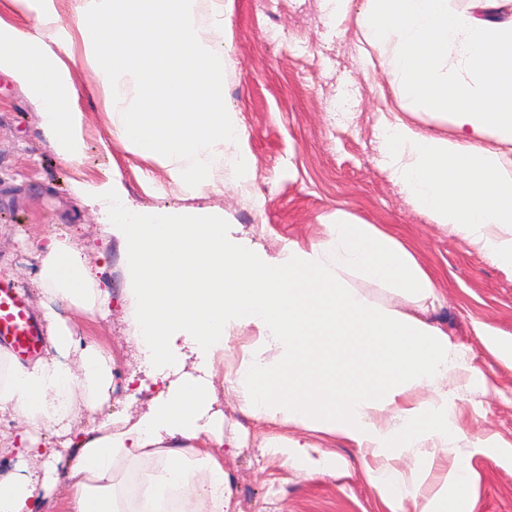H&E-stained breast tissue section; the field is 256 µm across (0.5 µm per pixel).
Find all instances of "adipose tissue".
I'll return each mask as SVG.
<instances>
[{"label":"adipose tissue","instance_id":"1","mask_svg":"<svg viewBox=\"0 0 512 512\" xmlns=\"http://www.w3.org/2000/svg\"><path fill=\"white\" fill-rule=\"evenodd\" d=\"M449 2L367 0L356 17L365 56L377 57L398 95L449 116L455 131L448 138L389 123L382 148L392 178L431 221L512 268V168L482 145L489 137L512 144V14L507 0H470L464 12ZM0 73L39 106L59 159L80 162L82 114L66 67L23 27L0 21ZM90 200L111 213L105 230L122 244L133 337L164 384L137 419L113 417L106 410L111 352L45 311L44 356L21 362L0 352V418L15 424L0 431V456L45 460L40 469L0 476V512H35L39 491L62 483L68 495L59 512H159L173 486L185 489L180 512H237L224 460L212 451L236 445L216 408L224 384L255 422L337 435L375 457L415 449L411 478L386 466L367 471L390 512H470L465 454L456 456L449 488L430 492L426 478L461 436L441 381L452 372L470 387L485 380L460 363L427 317L439 301L436 275L387 229L339 209L323 238L271 258L227 239L219 219L137 211L116 182ZM82 252L72 239L48 236L34 284L49 300L94 317L110 294ZM357 278L384 285L411 310L371 301L354 287ZM250 327L256 343L217 372L232 333ZM181 338L206 359L204 370L175 368ZM420 390L428 398H417ZM83 407L101 412L100 422L72 431ZM258 448L311 474L336 470L309 442L266 434ZM131 470L141 475L133 491L123 478Z\"/></svg>","mask_w":512,"mask_h":512}]
</instances>
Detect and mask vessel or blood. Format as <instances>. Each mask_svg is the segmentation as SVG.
Here are the masks:
<instances>
[{"label":"vessel or blood","instance_id":"vessel-or-blood-1","mask_svg":"<svg viewBox=\"0 0 512 512\" xmlns=\"http://www.w3.org/2000/svg\"><path fill=\"white\" fill-rule=\"evenodd\" d=\"M41 345L42 332L29 300L12 283L0 280V348L29 359Z\"/></svg>","mask_w":512,"mask_h":512}]
</instances>
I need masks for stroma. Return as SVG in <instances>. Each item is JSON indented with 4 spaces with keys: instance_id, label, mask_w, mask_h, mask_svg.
<instances>
[{
    "instance_id": "obj_1",
    "label": "stroma",
    "mask_w": 512,
    "mask_h": 512,
    "mask_svg": "<svg viewBox=\"0 0 512 512\" xmlns=\"http://www.w3.org/2000/svg\"><path fill=\"white\" fill-rule=\"evenodd\" d=\"M363 3L353 0L351 14L332 20L323 0H274L268 14L256 0H233L224 17L215 0H196L201 36L226 45L224 102L245 140L242 149H225L207 184L190 187L166 161L141 157L113 137L112 103L86 60L73 0H55L59 20L48 29L23 20L15 0H0V20L24 24L66 66L83 113V158L62 164L41 130L39 108L0 74V279L17 284L35 312H43L48 300L33 285L37 249L51 234L79 239L87 264L103 270L111 311L94 319L62 304L56 310L79 335L112 352L120 374L109 407L134 419L150 394L126 386L129 376L144 377L145 368L127 337L121 245L106 233V217L89 191L117 181L137 210L219 218L228 236L270 257L288 244L322 238L327 216L339 208L390 229L440 274L442 301L429 317L460 361L487 379L482 391L455 376L443 384L456 404L457 448L473 470L472 512H512V365L479 337L485 329L512 340V271L469 238L429 221L391 178L380 146L384 122L400 119L448 136L454 130L446 118L407 108L382 67L365 65L355 16ZM277 31L285 40H274ZM219 403L225 431L250 438L245 447L218 453L238 503L251 512H389L365 473L379 459L338 437L277 427L278 435L317 443L321 454L335 458V473L308 474L260 453L253 440L268 427L241 413L233 388L220 392ZM489 438L504 447L503 455L488 457L482 443Z\"/></svg>"
}]
</instances>
